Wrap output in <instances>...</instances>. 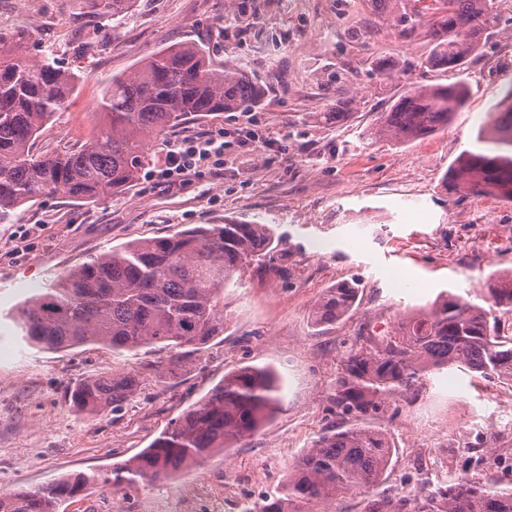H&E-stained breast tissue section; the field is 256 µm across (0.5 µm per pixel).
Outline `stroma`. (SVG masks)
<instances>
[{
    "label": "stroma",
    "mask_w": 512,
    "mask_h": 512,
    "mask_svg": "<svg viewBox=\"0 0 512 512\" xmlns=\"http://www.w3.org/2000/svg\"><path fill=\"white\" fill-rule=\"evenodd\" d=\"M412 7L413 0H135L124 19L95 32L80 0H0L1 32L27 29L31 49L56 55L78 76L35 152L88 139L112 76L172 44L203 46L215 66L239 65L266 90L254 111L203 115L167 132L170 140L226 133L223 169L158 182V141L128 192L90 205L49 197L0 224V494L111 468L146 448L225 373L270 366L282 399L246 442L145 487L96 491L65 510L196 512L206 497L221 499L223 512H243L274 493L311 441L338 423L335 378L363 335L394 330L444 290L487 298L491 274L512 271V203L449 189L446 180L512 90V6L498 0L478 55L458 72L427 63L425 28L405 31ZM459 80L470 97L446 129L407 143L374 136L409 91ZM246 128L268 146L239 143ZM227 220L271 225L282 241L275 270L245 269L225 290L224 334L202 349L46 350L17 334V304L89 256ZM392 270L404 271L405 282L390 280ZM353 278L363 290L351 315L313 327L323 291ZM111 372L138 375L135 393L95 417L77 412L68 387ZM370 424L394 441L392 463L375 486L352 490L329 512H362L366 499L419 492L442 471L452 480L512 483V387L501 381L441 375Z\"/></svg>",
    "instance_id": "obj_1"
}]
</instances>
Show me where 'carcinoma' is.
I'll return each mask as SVG.
<instances>
[{
  "instance_id": "1",
  "label": "carcinoma",
  "mask_w": 512,
  "mask_h": 512,
  "mask_svg": "<svg viewBox=\"0 0 512 512\" xmlns=\"http://www.w3.org/2000/svg\"><path fill=\"white\" fill-rule=\"evenodd\" d=\"M87 18L119 21L133 0H86ZM428 25V62L459 71L480 47V18L494 0H443ZM28 31L0 32V224L46 196L98 202L129 191L145 164L144 143L198 116L257 108L265 88L237 65L216 68L199 46L181 43L151 54L126 76L112 78L102 122L79 147L37 154L34 141L69 102L77 75L60 59L28 52ZM469 89L459 80L417 88L384 113L380 138L408 141L448 127ZM508 93L491 126L450 169L451 188L512 202V102ZM267 224L224 222L163 237L138 239L90 256L45 292L23 302L13 320L31 345L61 349L101 344L133 351L144 346L198 349L224 334V290L245 267L273 261ZM490 308L450 290L409 314L392 334L367 339L343 360L333 407L356 424L330 427L304 450L276 493L244 512H310L351 490L370 487L388 468V434L363 425L384 403L421 389L430 375L459 370L512 383V336L500 320L512 315V274L494 273ZM358 280L324 291L311 311L316 326L334 325L358 301ZM130 373L90 377L70 390L75 408L99 415L137 389ZM281 400L276 372L245 365L224 374L136 455L109 471L77 472L41 487L0 495V512H60L97 487L134 488L194 467L242 443L270 420ZM363 512H512V484L447 481L424 497L366 501Z\"/></svg>"
}]
</instances>
